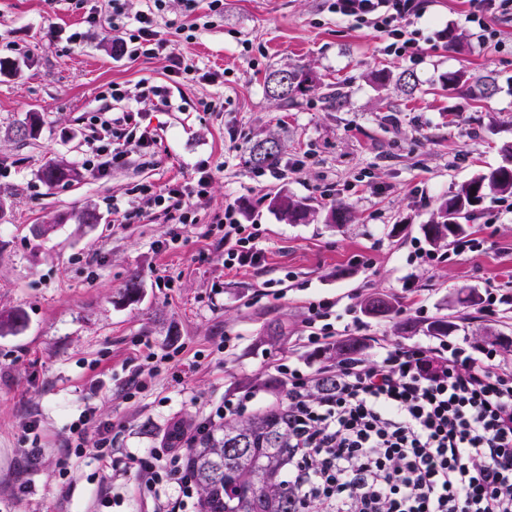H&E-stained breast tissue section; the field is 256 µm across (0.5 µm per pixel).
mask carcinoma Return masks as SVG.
<instances>
[{
    "instance_id": "1",
    "label": "carcinoma",
    "mask_w": 512,
    "mask_h": 512,
    "mask_svg": "<svg viewBox=\"0 0 512 512\" xmlns=\"http://www.w3.org/2000/svg\"><path fill=\"white\" fill-rule=\"evenodd\" d=\"M313 82L311 72L302 66L276 69L266 78V94L286 106H294L297 95ZM444 83L450 90L463 89L482 98L496 92L491 77L474 79L462 70L448 73ZM38 131V118L31 113L15 127L13 135L26 140ZM281 153L279 140L269 136L254 143L251 160L260 168L275 169L280 165ZM75 176V170L62 161H53L43 169V178L49 184L69 181ZM488 192L512 194L511 163L488 169L449 195L439 207L437 220L425 225V236L433 243L460 236L448 229V224H462L471 207ZM271 205L290 223L302 222L309 214L307 204L288 195L274 197ZM357 346L356 340L339 341L325 350L324 357L329 361L341 360ZM265 385L279 395L271 407L224 424L219 434H196L187 439L186 453L193 465L202 512H295L288 480L282 477L288 462L289 434L284 422L288 389L278 379Z\"/></svg>"
}]
</instances>
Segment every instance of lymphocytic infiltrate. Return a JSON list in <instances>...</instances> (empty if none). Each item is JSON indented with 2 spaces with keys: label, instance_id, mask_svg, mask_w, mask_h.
I'll return each instance as SVG.
<instances>
[{
  "label": "lymphocytic infiltrate",
  "instance_id": "f902f5d3",
  "mask_svg": "<svg viewBox=\"0 0 512 512\" xmlns=\"http://www.w3.org/2000/svg\"><path fill=\"white\" fill-rule=\"evenodd\" d=\"M166 0H147L129 14L127 0H108L119 51L131 58L165 57L167 71L191 68L169 52L158 31ZM465 20L478 28L480 49L498 51L499 22L512 23V0H467ZM336 14L380 33L385 54L417 55L415 19L422 0H332ZM87 142L85 168L105 172L128 147H149V131L119 136L108 118ZM122 145H115V138ZM344 317L330 301L311 305L307 341L321 351L339 336ZM277 372L288 384L292 436L288 486L299 512H512V367L492 348L436 337L389 344L304 370L292 362ZM334 390L316 395L315 382ZM72 456L92 454L113 467L112 427L85 409L70 428ZM140 493L151 512H196L195 480L181 449L163 445L131 456Z\"/></svg>",
  "mask_w": 512,
  "mask_h": 512
}]
</instances>
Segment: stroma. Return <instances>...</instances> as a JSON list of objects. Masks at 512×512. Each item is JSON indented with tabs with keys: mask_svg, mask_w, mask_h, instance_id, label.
<instances>
[{
	"mask_svg": "<svg viewBox=\"0 0 512 512\" xmlns=\"http://www.w3.org/2000/svg\"><path fill=\"white\" fill-rule=\"evenodd\" d=\"M87 4L103 18L72 44L85 12L70 0H0V313L23 317L0 335V512H96L111 471L87 455L69 474L58 465L81 412L111 423L119 462L160 447L174 423L197 425L244 378L275 376L282 356L315 363L307 318L321 299L355 319L348 334L362 354L427 341L428 324L444 319L452 337L492 347L512 367V308L484 315L478 306L491 287L512 297V195L484 196L465 221L478 252L424 235L448 195L503 164L512 145V24L498 26L501 51L483 52L471 36L452 47L448 31L468 28L466 0H431L414 22L423 50L411 58L385 54L379 33L329 11L328 0H224L223 17L193 39L161 31L170 51L223 72V82L175 83L164 58L118 55L106 0ZM284 66L319 80L293 107L264 90ZM460 69L495 75L496 94L443 89ZM382 70L413 72L414 94L378 87ZM143 80L169 85V103L112 100L111 85ZM338 81L346 99L336 108L325 94ZM126 109L153 143L106 176L83 168L96 117ZM30 112L39 134L17 140L10 130ZM270 134L281 164L254 168L249 148ZM52 160L76 178L47 184ZM203 169L212 181L187 223H170L142 193L192 191ZM278 194L307 203V221L281 220L270 205ZM339 201L351 213L343 224L331 219ZM116 203L138 219L120 222ZM230 204L259 233V266L225 264ZM88 210L95 223H81ZM371 296L393 312L365 315ZM271 324L285 334L276 345L264 341ZM32 420L36 464L24 454Z\"/></svg>",
	"mask_w": 512,
	"mask_h": 512,
	"instance_id": "obj_1",
	"label": "stroma"
}]
</instances>
